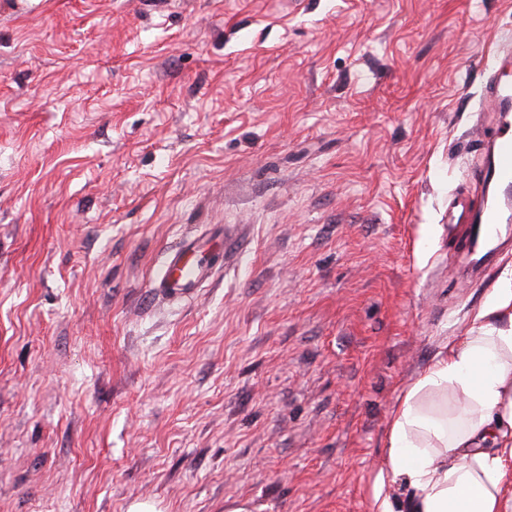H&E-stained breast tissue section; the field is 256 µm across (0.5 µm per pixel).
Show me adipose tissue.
Wrapping results in <instances>:
<instances>
[{"label":"adipose tissue","instance_id":"ef3b65f1","mask_svg":"<svg viewBox=\"0 0 512 512\" xmlns=\"http://www.w3.org/2000/svg\"><path fill=\"white\" fill-rule=\"evenodd\" d=\"M468 337L441 346L398 401L372 512H512V268L472 319ZM453 389L468 406L449 428L428 409L432 393ZM409 490L393 505L388 483Z\"/></svg>","mask_w":512,"mask_h":512}]
</instances>
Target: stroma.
<instances>
[{
	"label": "stroma",
	"instance_id": "obj_1",
	"mask_svg": "<svg viewBox=\"0 0 512 512\" xmlns=\"http://www.w3.org/2000/svg\"><path fill=\"white\" fill-rule=\"evenodd\" d=\"M493 50L512 0H0V512H371L512 264L448 239ZM199 251L195 241H187L172 250L154 288L177 295L191 294L210 276V267L199 258Z\"/></svg>",
	"mask_w": 512,
	"mask_h": 512
}]
</instances>
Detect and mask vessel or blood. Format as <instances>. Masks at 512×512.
<instances>
[{"label": "vessel or blood", "mask_w": 512, "mask_h": 512, "mask_svg": "<svg viewBox=\"0 0 512 512\" xmlns=\"http://www.w3.org/2000/svg\"><path fill=\"white\" fill-rule=\"evenodd\" d=\"M485 98L490 111L498 115L497 131L486 143L490 154L486 179L492 191L476 204L465 198L452 203L453 212L471 226L469 236L462 238L456 221L448 225L449 237L459 239L464 247L498 241L502 224L512 219V85L491 82ZM198 253L192 241L172 250L156 280L157 287L177 295L191 294L210 276L209 266Z\"/></svg>", "instance_id": "b4317fda"}]
</instances>
